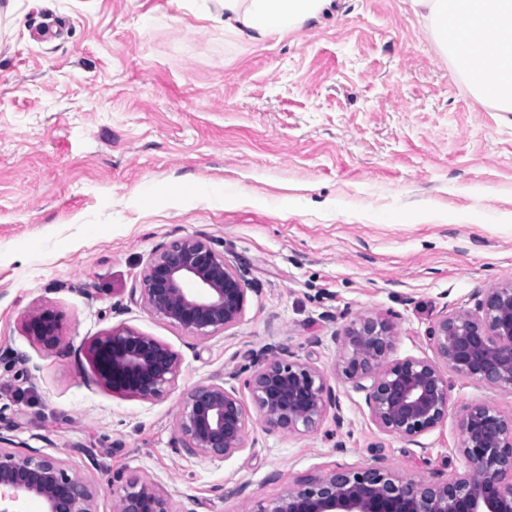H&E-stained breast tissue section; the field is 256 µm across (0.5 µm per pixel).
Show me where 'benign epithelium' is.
<instances>
[{"mask_svg":"<svg viewBox=\"0 0 512 512\" xmlns=\"http://www.w3.org/2000/svg\"><path fill=\"white\" fill-rule=\"evenodd\" d=\"M245 268L229 266L203 238L171 242L146 267L141 294L148 309L188 335L209 338L241 319L247 302ZM26 333L48 349L60 344V317L50 308L28 312ZM430 357L395 358L394 325L361 317L341 336L338 372L365 393L370 417L384 434L408 442L448 418V372L512 392V282L490 289L471 310L445 314L429 328ZM89 356L99 383L113 394L142 400L164 397L179 373L169 346L117 326L95 338ZM250 363L228 374L240 386L201 383L185 397L174 423L172 449L226 458L247 444V391L267 432L303 434L321 426L329 408L341 407L328 377L284 346L249 353ZM458 453L466 468L452 480L427 482L397 475L385 465L339 469L299 482L267 502L245 495L243 512H512V416L477 403L460 418ZM113 512H194L172 509L151 479L112 477ZM96 490L61 460L39 449L17 450L0 435V512H96Z\"/></svg>","mask_w":512,"mask_h":512,"instance_id":"obj_1","label":"benign epithelium"}]
</instances>
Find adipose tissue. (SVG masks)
I'll use <instances>...</instances> for the list:
<instances>
[{"mask_svg": "<svg viewBox=\"0 0 512 512\" xmlns=\"http://www.w3.org/2000/svg\"><path fill=\"white\" fill-rule=\"evenodd\" d=\"M333 0H224V28L240 40L258 44L318 18ZM422 8L439 49L455 59L470 55L458 32L473 21L493 25L495 39L481 65L467 69L471 92L495 111L512 112V0H413Z\"/></svg>", "mask_w": 512, "mask_h": 512, "instance_id": "obj_1", "label": "adipose tissue"}]
</instances>
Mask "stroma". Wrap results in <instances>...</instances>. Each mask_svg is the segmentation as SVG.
<instances>
[{"instance_id": "35a3bbf8", "label": "stroma", "mask_w": 512, "mask_h": 512, "mask_svg": "<svg viewBox=\"0 0 512 512\" xmlns=\"http://www.w3.org/2000/svg\"><path fill=\"white\" fill-rule=\"evenodd\" d=\"M335 2L251 45L225 33L216 0H0V433L78 471L97 512H113L117 472L177 506L194 496L196 512H241V484L267 500L382 460L449 480L465 469V407L512 414V392L452 374L447 419L412 445L336 373L334 338L358 318L392 320L394 357H426L440 316L512 282V112L468 93L410 0ZM196 182L243 195L183 193ZM187 237L245 265L252 287L240 321L204 340L131 295ZM38 306L59 313V348L26 334ZM119 325L178 353L164 397L96 381L88 347ZM270 344L326 373L343 424L270 434L255 417L229 458L174 453L187 393Z\"/></svg>"}]
</instances>
